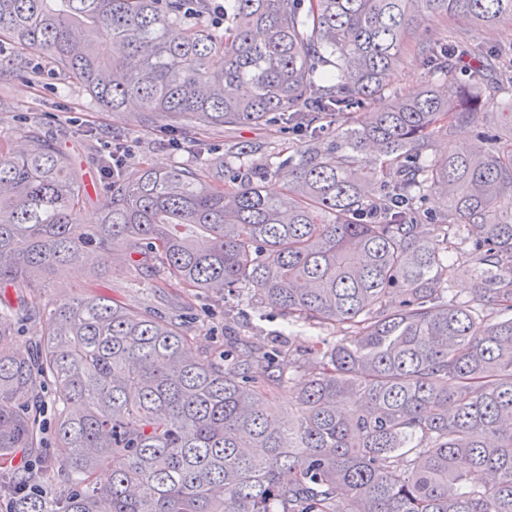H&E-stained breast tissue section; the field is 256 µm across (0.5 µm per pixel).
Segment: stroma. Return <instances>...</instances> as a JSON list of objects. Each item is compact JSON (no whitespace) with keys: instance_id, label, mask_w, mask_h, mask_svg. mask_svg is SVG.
I'll list each match as a JSON object with an SVG mask.
<instances>
[{"instance_id":"1","label":"stroma","mask_w":512,"mask_h":512,"mask_svg":"<svg viewBox=\"0 0 512 512\" xmlns=\"http://www.w3.org/2000/svg\"><path fill=\"white\" fill-rule=\"evenodd\" d=\"M32 127L68 154L81 174L89 193L81 210V220L86 224L100 223L102 218L101 202L109 187L99 174V160L112 138L123 139L128 147L129 178H136L147 168L182 166L197 168L200 177L211 183L218 180L215 162L233 161L237 147L250 148V165L265 168L292 155L298 144L295 135L273 125H191L171 130L148 122L133 105L122 112H111L96 104L75 79L60 75L48 64L38 72L19 65L9 50L0 56V141L14 146L18 137ZM200 150L209 155L211 166L196 167ZM99 276L131 309L180 316L195 348L207 353H222L225 343L243 336L298 352L316 340L335 344L344 334L343 328L336 326L288 333L287 317L258 306L250 295H234L220 288H189L168 278L137 279L129 263L115 264L110 254L103 253L44 272V286L34 303L15 305L5 346L23 355L35 351L43 317L61 300L87 294ZM55 457V439L49 432L31 459L34 468L45 472L32 488L39 499L49 503L62 499L72 484Z\"/></svg>"}]
</instances>
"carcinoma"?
<instances>
[{"instance_id":"obj_1","label":"carcinoma","mask_w":512,"mask_h":512,"mask_svg":"<svg viewBox=\"0 0 512 512\" xmlns=\"http://www.w3.org/2000/svg\"><path fill=\"white\" fill-rule=\"evenodd\" d=\"M227 2L220 27L210 0H0L17 60L44 55L107 110L301 138L264 171L279 195L244 161L216 186L178 167L129 180L114 146L88 225L68 157L30 130L26 150L0 147V284L23 302L38 273L112 250L190 288L250 291L290 329L351 334L289 358L286 378L247 343L196 354L176 319L103 281L61 301L35 355L0 350V466L40 448L50 385L75 480L19 512H512V42L489 53L458 28L512 24V0ZM409 46L439 82L368 110ZM328 115L349 118L332 139ZM437 136L448 153L429 159ZM430 192L443 214L423 209ZM450 262L473 273L463 302L446 300Z\"/></svg>"}]
</instances>
